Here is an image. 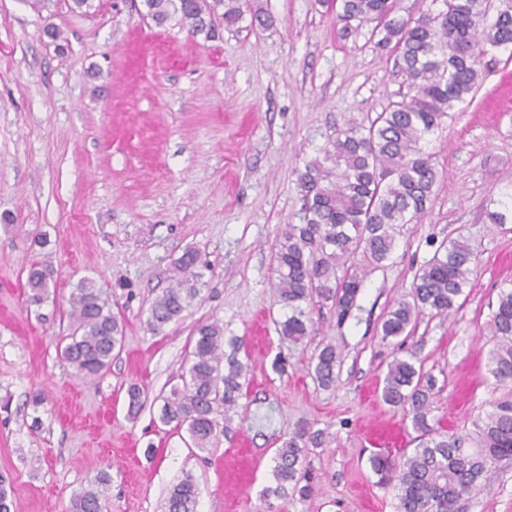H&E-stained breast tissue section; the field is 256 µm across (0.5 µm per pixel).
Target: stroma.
Listing matches in <instances>:
<instances>
[{
    "label": "stroma",
    "instance_id": "35a3bbf8",
    "mask_svg": "<svg viewBox=\"0 0 512 512\" xmlns=\"http://www.w3.org/2000/svg\"><path fill=\"white\" fill-rule=\"evenodd\" d=\"M253 3L272 25L245 19L207 40L155 27L132 0H93L84 14L72 0H0V474L12 512H66L101 469L112 477L108 512H165L187 474L199 512H397L396 489L368 463L373 451L397 460L413 448L409 423L381 397L388 364L412 354L435 377L431 417L449 432H472L508 393L489 373V322L512 281V54L492 53L473 99L432 136L442 177L426 216L365 277L345 321L313 308L294 344L275 330L286 310L274 253L283 225L299 221L297 172L337 127L382 111L406 85L368 34L340 40L321 0ZM49 24L58 41L44 36ZM461 236L475 273L453 314L421 315L409 334L383 338V315L411 300L420 267ZM188 248L205 285L151 334L147 309ZM36 259L56 283L38 308L24 287ZM83 278L125 324L110 370L92 380L56 348ZM213 319L244 337L249 386L228 431L201 451L159 416L195 326ZM326 344L339 362L322 389L310 363ZM132 385L147 394L133 419ZM302 421L322 435L303 461L310 496L263 498L277 448ZM459 512H512V461Z\"/></svg>",
    "mask_w": 512,
    "mask_h": 512
}]
</instances>
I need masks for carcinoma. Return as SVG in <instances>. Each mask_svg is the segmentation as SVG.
Wrapping results in <instances>:
<instances>
[{
	"label": "carcinoma",
	"instance_id": "1",
	"mask_svg": "<svg viewBox=\"0 0 512 512\" xmlns=\"http://www.w3.org/2000/svg\"><path fill=\"white\" fill-rule=\"evenodd\" d=\"M440 5L416 18L394 15L393 0H340L335 24L348 39L372 26L376 45L397 55L407 92L373 118L350 119L334 131L318 154L298 172L301 223L287 224L274 254L278 301L288 307L278 323L283 339L301 342L309 334L314 303H332L340 320L355 307L366 274L391 258L396 241L428 209L437 170L426 145L443 119L474 97L485 77L483 60L491 51L512 49V0H431ZM142 15L161 27L174 21L193 36L212 39L223 25L243 19L242 0H141ZM474 252L463 238L442 243L419 270L413 302L401 301L382 322L383 338L399 337L422 312L448 316L473 274ZM197 251L185 250L174 262L170 285L150 305L146 325L158 334L183 313L204 286ZM53 270L32 263L27 271L29 305L50 295ZM69 333L62 337V359L74 373L96 378L122 347L124 321L112 314L95 282L78 281L69 297ZM495 349L490 373L500 384L512 383V284L502 287L490 319ZM243 339L224 337L214 320L195 330L182 386L164 398L160 419L186 429L193 447L204 450L220 422L230 421L246 385L248 366L239 358ZM336 347L317 354L313 376L322 387L336 381ZM434 379L416 366L415 356L389 365L382 399L410 419L416 446L396 461L382 452L370 456L378 482L398 489V512H458L463 496L475 492L492 466L512 459V398L492 404L475 431L460 435L439 431L429 419ZM321 433L306 423L283 441L274 457L275 486L265 495L303 498L302 457ZM101 469L88 487L73 494L69 512H106L104 491L110 483ZM195 481L187 475L172 486L165 512H198Z\"/></svg>",
	"mask_w": 512,
	"mask_h": 512
}]
</instances>
